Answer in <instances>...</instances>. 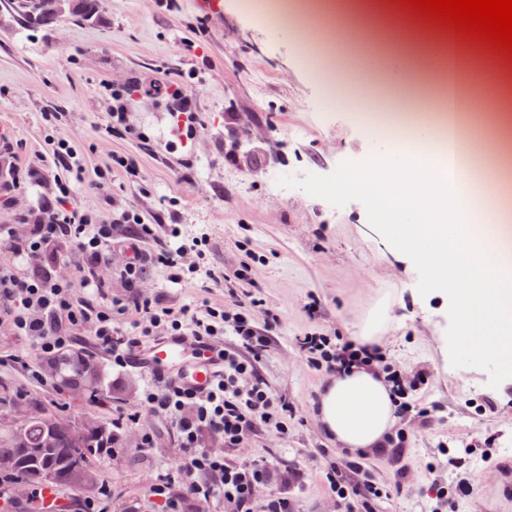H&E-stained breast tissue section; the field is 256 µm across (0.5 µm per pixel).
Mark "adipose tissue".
<instances>
[{
  "label": "adipose tissue",
  "instance_id": "obj_1",
  "mask_svg": "<svg viewBox=\"0 0 512 512\" xmlns=\"http://www.w3.org/2000/svg\"><path fill=\"white\" fill-rule=\"evenodd\" d=\"M323 83L327 108L367 114L359 82L331 70ZM456 84L449 69L442 87L447 111L439 127L419 128L417 136L426 147L420 154L403 156L400 185H369L352 174L341 186L349 192L368 186L404 247L429 270L433 286L459 300L457 341L511 371L512 262L490 252L482 238L499 220L496 209L468 208L461 200L460 174L466 161L458 143ZM318 416L341 450L361 456L380 447L394 430L397 402L381 374L357 369L322 388Z\"/></svg>",
  "mask_w": 512,
  "mask_h": 512
}]
</instances>
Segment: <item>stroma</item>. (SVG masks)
I'll return each mask as SVG.
<instances>
[{"label": "stroma", "mask_w": 512, "mask_h": 512, "mask_svg": "<svg viewBox=\"0 0 512 512\" xmlns=\"http://www.w3.org/2000/svg\"><path fill=\"white\" fill-rule=\"evenodd\" d=\"M324 20L299 24L278 11L223 0L212 15L201 0H179L174 11L160 0H104L102 22L66 19L47 30L27 31L12 18L0 22V138L16 144V164L45 174L40 185L22 184L16 205L0 208V224L15 223L39 198H52L59 168L49 163L50 143H72L86 172L112 155L134 156L138 176L112 173L113 204L77 190L78 204L111 213L119 207L142 213L149 222L182 225L185 233L206 226L212 260L234 271L252 261L254 285L280 316L278 343L262 363L272 388L293 407L288 437L260 433L235 459L278 454L301 474L292 493L296 512H338L329 483L331 458L321 456L334 442L323 431L316 403L329 376L309 367L296 345L318 330L354 336L380 299L389 302L391 325L379 342L389 361L406 371H424L428 382L414 393L417 406L431 408L428 426L407 423L408 442L399 463L369 452L370 478L387 491L377 512H434L429 488L453 480L439 448H474L465 469L475 478L471 496L454 512H512V375L489 358L451 350L458 308L414 263L385 222L372 196L337 190L346 173L396 159L384 137L358 114L323 104L320 75L343 63L354 72L402 47L415 58L424 45L406 31L392 32L384 18L401 14L397 0H374L367 21L377 33L361 38L348 29L355 0H326ZM195 73L194 109L201 128L183 138L164 101L137 96L128 123L148 144L106 138L110 84L135 77L146 84ZM48 112L56 122L45 121ZM248 130L253 145L236 146L225 157L233 130ZM288 174L287 192L273 190L274 174ZM143 293L163 292L174 306L202 300L220 303L224 291L175 287L162 269H148ZM97 386L71 381L68 372L47 364L52 389L28 390L22 371L0 372V393L27 390L30 415L56 413L111 430L118 410L139 412L149 376L142 369L112 371L93 362ZM124 431L122 446L94 462L99 479H111L105 512H154L149 487L159 467L179 450L157 420L139 412ZM156 429L150 454L135 448L142 430ZM407 469L400 481L399 469Z\"/></svg>", "instance_id": "35a3bbf8"}]
</instances>
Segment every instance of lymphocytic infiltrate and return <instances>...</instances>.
Wrapping results in <instances>:
<instances>
[{"label": "lymphocytic infiltrate", "instance_id": "f902f5d3", "mask_svg": "<svg viewBox=\"0 0 512 512\" xmlns=\"http://www.w3.org/2000/svg\"><path fill=\"white\" fill-rule=\"evenodd\" d=\"M50 159L66 164L74 181L58 180L54 199L40 203L36 213H21L16 224H0V326L33 344L40 362L24 355L0 358L1 367H20L36 388L50 385L43 363L81 373L90 364L73 347L90 335L93 355L103 357L115 371L134 366L147 344L162 336H186L216 352L221 366L213 383L186 388L166 375L150 377L140 395V406L164 423L180 457L156 474L150 495L157 512H180L187 500L219 505L221 512H295L288 488L298 471L287 459L232 460L230 449L240 447L260 432L288 433L293 409L259 372L272 349L279 316L250 288V265L233 275L209 259L210 237L184 234L177 224H151L140 213L116 209L110 219L98 210L74 204L73 183L87 194L107 200L112 194V170L133 172V157L113 155L109 166L85 179L78 153L68 140L54 141ZM65 244L64 252L53 249ZM121 244L125 261L118 268L129 295L109 296L110 283L99 270L109 264L113 244ZM195 262H187V255ZM74 268L71 278H58L54 264ZM165 270L168 282L199 288L223 286L227 278L238 285L229 289L222 304L202 301L175 307L163 294L140 291L148 267ZM233 345H225V337ZM299 348L309 366L332 375L354 367L380 369L398 400V416L417 413L428 419V409L414 408L413 392L425 383L424 372L405 378L388 362L382 346H354L336 336L311 332L300 338ZM330 486L343 512H374L385 490L366 477V464L343 460L332 467Z\"/></svg>", "mask_w": 512, "mask_h": 512}]
</instances>
